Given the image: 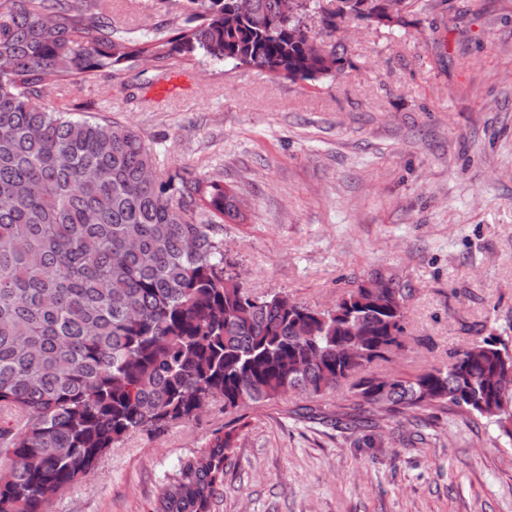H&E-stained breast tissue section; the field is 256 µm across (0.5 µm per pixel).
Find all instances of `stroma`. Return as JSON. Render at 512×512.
<instances>
[{
  "mask_svg": "<svg viewBox=\"0 0 512 512\" xmlns=\"http://www.w3.org/2000/svg\"><path fill=\"white\" fill-rule=\"evenodd\" d=\"M134 35L187 0H76ZM393 27L349 19L351 65L319 81L198 58L105 68L43 100L144 134L161 172L234 184L224 254L252 292L315 307L375 277L412 290L401 355L378 373L447 365L488 336L512 345V0H410ZM342 392L317 417L291 395L128 437L53 512H151L180 460L235 428L211 512H512V443L439 411L371 427Z\"/></svg>",
  "mask_w": 512,
  "mask_h": 512,
  "instance_id": "obj_1",
  "label": "stroma"
}]
</instances>
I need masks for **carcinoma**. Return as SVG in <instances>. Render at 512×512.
Masks as SVG:
<instances>
[{"label":"carcinoma","mask_w":512,"mask_h":512,"mask_svg":"<svg viewBox=\"0 0 512 512\" xmlns=\"http://www.w3.org/2000/svg\"><path fill=\"white\" fill-rule=\"evenodd\" d=\"M73 0H0V512H51L129 435L233 415L293 393L318 402L347 387L373 424L439 410L484 419L512 441V349L487 337L388 382L367 372L404 347L411 289L359 286L339 315L286 293L256 295L224 258L239 218L221 179L158 171L137 130L40 102L102 68L164 69L197 55L275 77L318 81L350 64L342 45L314 57L304 19L282 0H188L176 27L137 37ZM357 341L358 361L341 348ZM234 430L180 461L152 512H210Z\"/></svg>","instance_id":"carcinoma-1"}]
</instances>
